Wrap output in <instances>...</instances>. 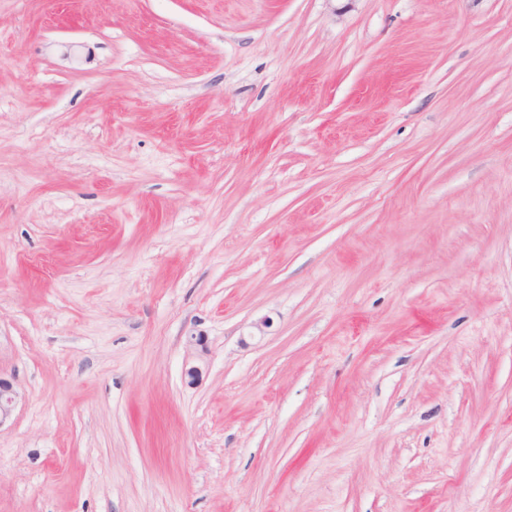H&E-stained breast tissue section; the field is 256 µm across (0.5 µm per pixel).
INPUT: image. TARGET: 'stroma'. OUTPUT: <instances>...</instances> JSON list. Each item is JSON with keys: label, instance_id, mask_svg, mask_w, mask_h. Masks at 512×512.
Instances as JSON below:
<instances>
[{"label": "stroma", "instance_id": "1", "mask_svg": "<svg viewBox=\"0 0 512 512\" xmlns=\"http://www.w3.org/2000/svg\"><path fill=\"white\" fill-rule=\"evenodd\" d=\"M0 374V512H512V0H0ZM18 398L13 382L0 375V426L11 416Z\"/></svg>", "mask_w": 512, "mask_h": 512}]
</instances>
